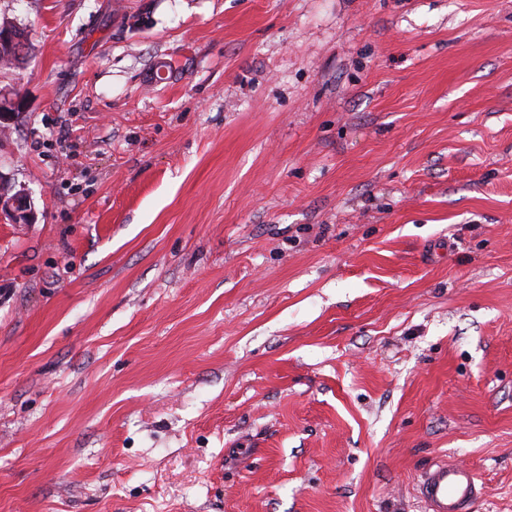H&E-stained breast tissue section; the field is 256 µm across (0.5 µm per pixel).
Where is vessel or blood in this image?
I'll return each mask as SVG.
<instances>
[{
  "instance_id": "b4317fda",
  "label": "vessel or blood",
  "mask_w": 512,
  "mask_h": 512,
  "mask_svg": "<svg viewBox=\"0 0 512 512\" xmlns=\"http://www.w3.org/2000/svg\"><path fill=\"white\" fill-rule=\"evenodd\" d=\"M420 493L425 512H467L480 491L471 470L443 460L426 471Z\"/></svg>"
}]
</instances>
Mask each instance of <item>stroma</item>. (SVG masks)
<instances>
[{
  "label": "stroma",
  "mask_w": 512,
  "mask_h": 512,
  "mask_svg": "<svg viewBox=\"0 0 512 512\" xmlns=\"http://www.w3.org/2000/svg\"><path fill=\"white\" fill-rule=\"evenodd\" d=\"M0 512H512V0H0ZM9 218L15 224H33L36 211L31 196L24 190L9 193V189L0 191V216ZM425 512H466L481 494L468 468L442 460L425 473L420 486Z\"/></svg>",
  "instance_id": "obj_1"
}]
</instances>
